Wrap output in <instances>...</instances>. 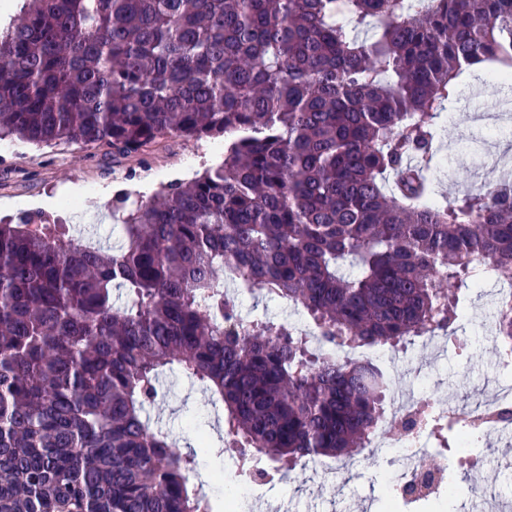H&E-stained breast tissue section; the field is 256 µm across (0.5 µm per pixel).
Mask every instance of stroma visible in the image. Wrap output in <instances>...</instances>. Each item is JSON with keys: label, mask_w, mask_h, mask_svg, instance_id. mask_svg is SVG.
Segmentation results:
<instances>
[{"label": "stroma", "mask_w": 512, "mask_h": 512, "mask_svg": "<svg viewBox=\"0 0 512 512\" xmlns=\"http://www.w3.org/2000/svg\"><path fill=\"white\" fill-rule=\"evenodd\" d=\"M439 123L435 148L440 163L432 173L439 194L455 197L479 184L490 159L512 164V86L490 70L462 76L458 99ZM8 144L11 155L0 156V219L38 211L72 226L110 223L116 195L127 192L132 200H148L164 185L189 182L224 158L223 139L175 135L127 157L66 141L36 145L12 138ZM70 188L80 191L82 199L73 211L61 206L62 193ZM460 297L469 346L461 350L450 344L434 350L416 340L398 349L386 359L396 389L415 382L456 404L465 399L480 402L494 393L501 371L489 323L496 306L485 289L464 288ZM160 383L165 397L152 416L182 449L195 447L197 432L212 435L221 429L208 391L176 372L167 373ZM499 448L493 436L479 442L480 477L500 499L512 501V469L502 467ZM391 454L388 448L375 449L370 461L332 474L310 461L294 471L291 481L267 483L265 497L280 512H377L387 493Z\"/></svg>", "instance_id": "35a3bbf8"}]
</instances>
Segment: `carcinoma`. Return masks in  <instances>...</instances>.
<instances>
[{
	"instance_id": "carcinoma-1",
	"label": "carcinoma",
	"mask_w": 512,
	"mask_h": 512,
	"mask_svg": "<svg viewBox=\"0 0 512 512\" xmlns=\"http://www.w3.org/2000/svg\"><path fill=\"white\" fill-rule=\"evenodd\" d=\"M345 3L24 0L0 32V140L224 138L190 183L115 199L110 253L0 224V512H219L151 419L174 370L224 405L202 451L237 448L247 481L367 460L389 380L336 352L447 334L481 263L512 282V180L439 201L426 176L465 71L512 79V0ZM226 274L314 333L242 317ZM493 334L512 353V306ZM426 420L471 444L426 404L404 428Z\"/></svg>"
}]
</instances>
